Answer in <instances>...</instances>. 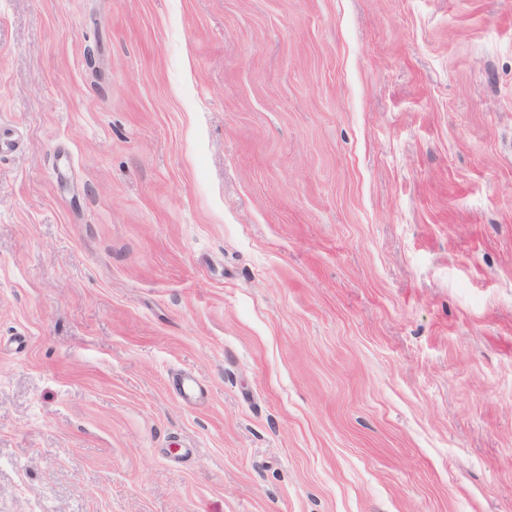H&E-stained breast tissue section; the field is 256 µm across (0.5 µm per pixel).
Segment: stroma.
<instances>
[{
  "label": "stroma",
  "mask_w": 512,
  "mask_h": 512,
  "mask_svg": "<svg viewBox=\"0 0 512 512\" xmlns=\"http://www.w3.org/2000/svg\"><path fill=\"white\" fill-rule=\"evenodd\" d=\"M0 138V512H512V0H0Z\"/></svg>",
  "instance_id": "stroma-1"
}]
</instances>
